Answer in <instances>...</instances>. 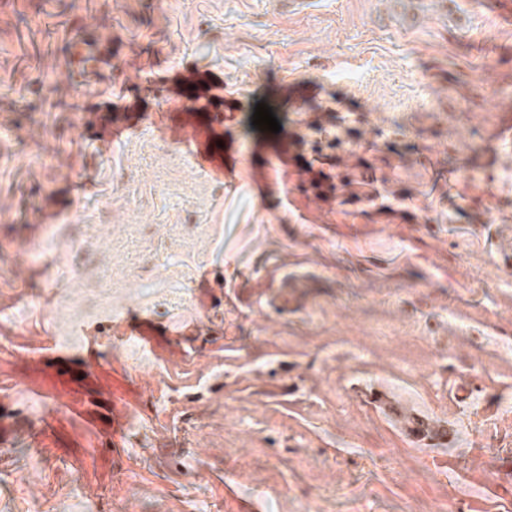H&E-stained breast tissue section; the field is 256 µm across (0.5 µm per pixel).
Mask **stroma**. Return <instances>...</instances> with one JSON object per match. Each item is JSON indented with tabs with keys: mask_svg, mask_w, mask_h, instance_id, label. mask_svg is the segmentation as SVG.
I'll return each instance as SVG.
<instances>
[{
	"mask_svg": "<svg viewBox=\"0 0 512 512\" xmlns=\"http://www.w3.org/2000/svg\"><path fill=\"white\" fill-rule=\"evenodd\" d=\"M510 118L502 0H0V512H512Z\"/></svg>",
	"mask_w": 512,
	"mask_h": 512,
	"instance_id": "stroma-1",
	"label": "stroma"
}]
</instances>
